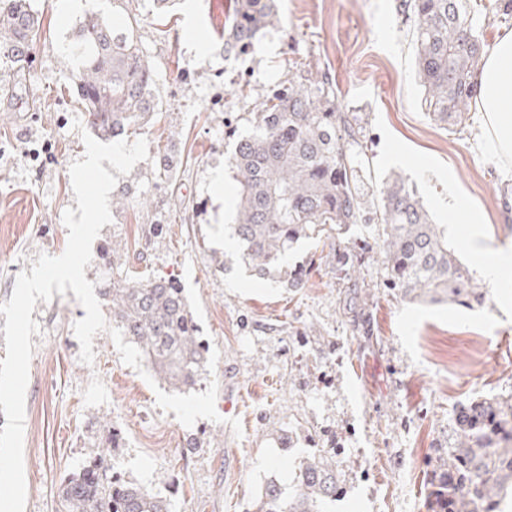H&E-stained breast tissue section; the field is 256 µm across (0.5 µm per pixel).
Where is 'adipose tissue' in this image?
<instances>
[{"label": "adipose tissue", "mask_w": 512, "mask_h": 512, "mask_svg": "<svg viewBox=\"0 0 512 512\" xmlns=\"http://www.w3.org/2000/svg\"><path fill=\"white\" fill-rule=\"evenodd\" d=\"M482 135L492 160L512 163V31L498 35L474 76Z\"/></svg>", "instance_id": "adipose-tissue-1"}]
</instances>
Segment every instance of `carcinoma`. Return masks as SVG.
<instances>
[{"label": "carcinoma", "instance_id": "obj_1", "mask_svg": "<svg viewBox=\"0 0 512 512\" xmlns=\"http://www.w3.org/2000/svg\"><path fill=\"white\" fill-rule=\"evenodd\" d=\"M224 51L244 54L265 29L280 23L274 0H234ZM415 26V64L421 99L436 122L458 127L476 106L473 75L486 44L463 0H408ZM41 23L27 0L0 4V50L16 58L39 35ZM72 53L81 58L75 90L86 122L100 138L141 128L157 112L152 68L133 25L117 31L90 18ZM353 127L338 107L325 75L290 78L271 86L252 113V132L236 138L231 165L236 182V223L230 238L250 272L302 288L305 274L288 269V252L303 240L336 238L352 224H379V253L392 287L430 303L467 305L481 298L468 266L448 247L417 190L396 175L379 201L362 193L358 170L365 159L348 148ZM106 270L98 295L112 309V325L138 347L169 388L185 392L207 371L209 345L199 336L188 299L170 278L117 280L116 243L103 240ZM457 445L435 490L441 512H492L494 497L512 487V404L476 399L460 409ZM100 452L85 459L59 486L65 512H170L169 501L111 462L120 432L102 425L91 436ZM336 462L325 450L293 465L288 485L265 482L254 512H326L336 500Z\"/></svg>", "mask_w": 512, "mask_h": 512}]
</instances>
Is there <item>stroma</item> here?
<instances>
[{
  "label": "stroma",
  "instance_id": "stroma-1",
  "mask_svg": "<svg viewBox=\"0 0 512 512\" xmlns=\"http://www.w3.org/2000/svg\"><path fill=\"white\" fill-rule=\"evenodd\" d=\"M40 35L25 66L0 55V303L39 254L64 252L62 221L76 207L69 167L85 147L74 122L79 25L117 27L137 17L153 69L155 121L144 126L148 160L118 178L112 224L101 238L135 261L116 278L177 280L201 336L219 351L213 380L220 422L185 427L156 404L152 387L125 365L108 332L79 360L73 325L86 312L73 292L37 301L25 399V512H63L61 479L87 458V434L109 424L125 445L116 460L171 512H253L266 478L333 449L340 492L330 512H438L432 495L457 442V411L474 398L512 402V303L481 273L476 249H512V167L486 159L482 114L451 131L420 105L404 0H277L281 23L252 51L224 57L233 0H30ZM326 74L368 162L363 182L380 191L407 176L448 244L469 266L484 300L467 306L410 300L390 284L377 252L342 267L337 242H305L288 257L308 271L304 287L250 277L225 224L235 212L228 126L247 134L268 87ZM169 159L175 182L160 178ZM223 174V186L214 177ZM468 208L459 213L451 198ZM365 300L346 314L348 295ZM239 419L235 437L231 419Z\"/></svg>",
  "mask_w": 512,
  "mask_h": 512
}]
</instances>
